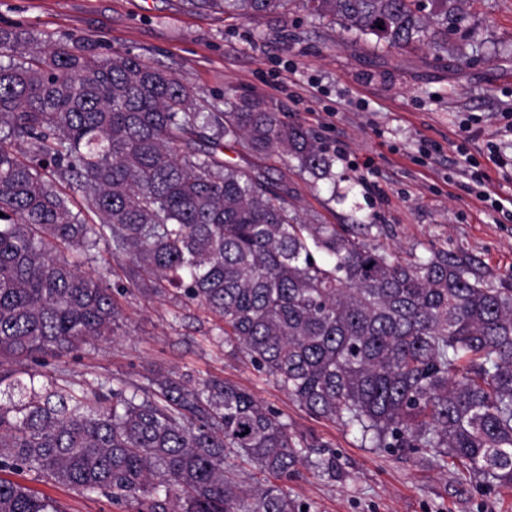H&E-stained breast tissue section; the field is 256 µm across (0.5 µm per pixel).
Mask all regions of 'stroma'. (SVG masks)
Returning a JSON list of instances; mask_svg holds the SVG:
<instances>
[{
    "instance_id": "stroma-1",
    "label": "stroma",
    "mask_w": 512,
    "mask_h": 512,
    "mask_svg": "<svg viewBox=\"0 0 512 512\" xmlns=\"http://www.w3.org/2000/svg\"><path fill=\"white\" fill-rule=\"evenodd\" d=\"M467 24L448 32L449 54H406L343 39L329 20L290 0L279 16L245 20L187 0H0V27L38 36L89 37L100 52H127L167 70L196 92L205 111L228 96L260 102L308 129L333 158L332 173L289 163L288 201L301 218L348 228L378 224L380 244L401 257L443 250L471 260L493 284L512 279V216L469 192L457 148L467 144L493 198L512 197V0H461ZM473 138L464 142L462 124ZM496 143L506 166L491 159ZM117 337L59 359L45 374L77 381L141 384L155 368L219 377L272 406L294 430L336 452V479L304 473L292 497L313 512H512V488L463 478L427 454L362 447L339 424L300 409L239 355L225 353L211 317L129 290ZM68 512H135L102 495L18 474Z\"/></svg>"
}]
</instances>
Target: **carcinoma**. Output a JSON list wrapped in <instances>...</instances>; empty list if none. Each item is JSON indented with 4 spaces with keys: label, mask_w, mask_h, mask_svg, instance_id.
<instances>
[{
    "label": "carcinoma",
    "mask_w": 512,
    "mask_h": 512,
    "mask_svg": "<svg viewBox=\"0 0 512 512\" xmlns=\"http://www.w3.org/2000/svg\"><path fill=\"white\" fill-rule=\"evenodd\" d=\"M386 51L448 52L460 0H300ZM243 18L288 0H188ZM326 174L322 143L255 101L202 112L193 89L89 38L0 28V472L133 501L137 512H311L286 484L336 478L331 444L219 378L157 369L40 380L39 361L114 336L122 308L84 270L124 255L146 298L195 304L221 341L311 416L369 448L430 453L512 487V287L444 252L405 259L356 225L305 224L283 178L224 143ZM259 473L240 479L231 461ZM0 512H66L0 477Z\"/></svg>",
    "instance_id": "1"
}]
</instances>
